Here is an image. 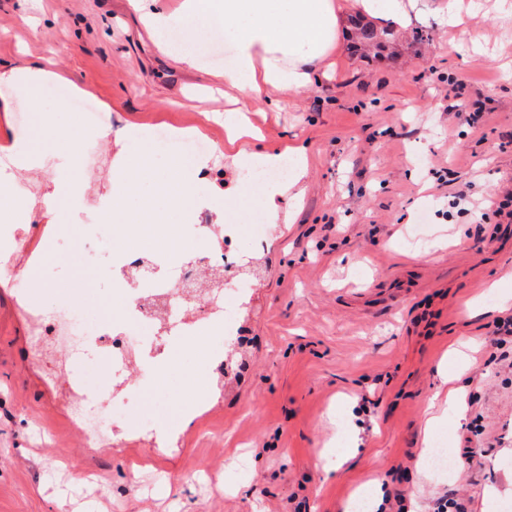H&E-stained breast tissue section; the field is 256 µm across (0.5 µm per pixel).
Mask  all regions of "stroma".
Instances as JSON below:
<instances>
[{"label":"stroma","instance_id":"35a3bbf8","mask_svg":"<svg viewBox=\"0 0 512 512\" xmlns=\"http://www.w3.org/2000/svg\"><path fill=\"white\" fill-rule=\"evenodd\" d=\"M417 0L393 59L367 61L340 40L330 78L285 105L251 115L266 148L304 146L306 176L284 200L260 260V284L242 313L245 335L229 354L235 371L171 447L153 446L145 419L204 397L213 329L183 346L132 404L122 431L83 446L68 400L73 384L32 348L28 283L0 276V512H342L380 484L387 512H428L443 496L467 512H512V367L499 358L498 292L512 293V19L495 0L444 32ZM215 49L220 62L232 52ZM20 60L64 69L120 122L195 126L222 115L217 63L188 72L163 56L125 0H0V66ZM483 113L466 117L473 104ZM61 130L71 112L40 94L14 97L9 121L52 151L34 119ZM18 225L14 269L33 265L48 290L40 309L92 286L86 304L121 301L110 277V232L85 266L75 225ZM498 292H490V283ZM480 298L482 312L465 304ZM475 338L469 367L444 359L451 342ZM464 389V413L439 428L462 474L422 478L417 462L425 409L443 375ZM353 415L359 448L336 462V421Z\"/></svg>","mask_w":512,"mask_h":512}]
</instances>
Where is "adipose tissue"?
Listing matches in <instances>:
<instances>
[{"label": "adipose tissue", "instance_id": "1", "mask_svg": "<svg viewBox=\"0 0 512 512\" xmlns=\"http://www.w3.org/2000/svg\"><path fill=\"white\" fill-rule=\"evenodd\" d=\"M145 0H128L134 12L146 20L155 46L187 70L198 69L196 55L170 43L167 34L175 27L194 29L219 24L233 49L231 65L219 71L224 81V97L229 108L224 115L227 147L232 153L238 182L249 175L279 167L292 158L295 169L288 179L266 184L260 204L266 223H277L279 201L307 171V151L293 147L288 152L259 150L250 141L248 112L254 111L263 91L280 96L300 94L325 77L330 58L340 40L344 13L339 0H185L174 12L148 11ZM361 15L396 30L408 28L415 11V0H353ZM60 74L35 62L23 61L0 67V112L11 110L15 94H33L59 82ZM100 140H113L116 151L108 177V194L97 206V225L124 224L125 236L115 241L117 252L158 248L180 241L179 218L187 209L207 208L217 224H235L247 209V201L218 205V189L205 190L197 182L198 172L206 168L209 157L191 161H169L166 171L157 169V152L150 130L139 124L127 125L124 134L110 136L106 126L95 130ZM0 223L25 224L30 220L32 196L22 189V172L39 171L45 155L19 136L0 138ZM76 142H68L55 156L54 175L41 195L47 223H65L71 211L84 205L86 181L77 162ZM138 201L136 210H127L125 201Z\"/></svg>", "mask_w": 512, "mask_h": 512}]
</instances>
